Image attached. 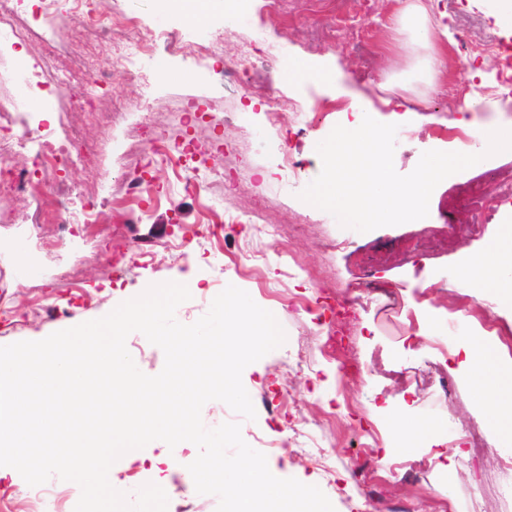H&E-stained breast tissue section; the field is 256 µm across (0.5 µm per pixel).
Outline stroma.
Here are the masks:
<instances>
[{
	"mask_svg": "<svg viewBox=\"0 0 512 512\" xmlns=\"http://www.w3.org/2000/svg\"><path fill=\"white\" fill-rule=\"evenodd\" d=\"M411 2L367 0L356 41L343 22L351 0H252L247 12L216 14L200 24L181 20L160 0H98L102 14H135L151 33L174 30L181 41L172 47L158 38L156 57L137 56L132 71L112 67L111 80L99 90L97 105L121 108L126 120L108 137L86 121L93 160L62 174L67 186L96 199L98 224L76 225L63 236L56 225L30 224L34 205L27 198L6 203L11 221L0 223V309L7 317L0 319V346L102 318L166 281L187 285L191 297L175 316L189 325L231 284L276 314L286 341L242 373L255 419L211 401L201 412L206 427L239 422L244 441L266 454L274 476L318 486L335 512H396L403 506L471 512L475 501L483 512H512V451L503 449L488 415L474 405L468 381L466 351L485 332L460 314L462 307L486 304L501 325L512 328V308L502 302L512 280L481 296L461 283L464 255L505 238L512 210L481 213L458 201L465 190L495 193L490 172L511 175L512 151L439 183L420 224L360 233L299 198L321 172L317 144L335 126L347 125L349 112L362 102L373 119L402 129L393 155L402 175L425 151H451L448 142L434 140L435 128L473 120L512 128V103L494 98L495 72L479 55L489 34L499 33L496 19L512 9V0H422L432 19L448 14L452 32L447 38L434 27L424 40L399 21ZM41 25L65 50L97 62L106 55L102 43L75 40L76 17H48ZM258 37L276 46L274 57L240 54ZM201 44L211 53L204 68L198 65ZM437 52L445 60L438 74L428 65ZM160 57L170 73L164 82L155 78ZM292 59L310 61L335 78L287 82L281 70ZM473 66L484 76L468 78ZM146 97L169 143L216 141L224 153L181 164L146 156L139 125V103ZM272 98L288 104L274 126L266 117ZM466 99L477 103L478 112H460ZM186 100L202 114L192 125L182 124L176 111ZM297 104L315 110L312 123L297 121ZM288 156L295 163L290 172L283 168ZM212 167L225 180L240 182V189L193 191ZM146 169L154 178L143 199L127 207L125 184ZM133 239L149 248V258L129 251ZM308 270L316 272L315 280L305 278ZM374 279L407 299L424 287L429 297L414 308L413 330L383 295H362L360 310L345 327V358L354 368L346 375L327 360L328 327L309 308L336 309L347 289ZM436 341L447 345V356L433 349ZM391 416L435 421V443L415 449L411 459L421 469L413 477L389 464L361 475L366 457L384 456ZM316 419L323 422L319 431L293 434V427ZM318 447L331 454V471L311 463ZM162 453L173 466L170 505L216 512L217 497L198 494L182 477L197 450L166 452L154 441L140 451L146 458ZM77 496L74 485L55 476L39 486L20 478L0 492V512H45L49 505L73 512Z\"/></svg>",
	"mask_w": 512,
	"mask_h": 512,
	"instance_id": "1",
	"label": "stroma"
}]
</instances>
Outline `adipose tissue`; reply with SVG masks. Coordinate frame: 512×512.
<instances>
[{
	"instance_id": "adipose-tissue-1",
	"label": "adipose tissue",
	"mask_w": 512,
	"mask_h": 512,
	"mask_svg": "<svg viewBox=\"0 0 512 512\" xmlns=\"http://www.w3.org/2000/svg\"><path fill=\"white\" fill-rule=\"evenodd\" d=\"M512 275V241L495 243L488 249L467 256L463 264V282L475 293L502 283ZM469 379L476 406L489 410L492 425L504 444H512V415L502 416L498 398L503 390H512V368H503L499 361V348L490 340L474 343L467 352Z\"/></svg>"
}]
</instances>
